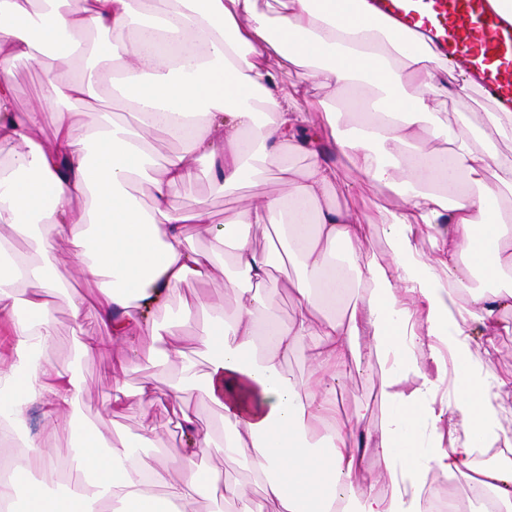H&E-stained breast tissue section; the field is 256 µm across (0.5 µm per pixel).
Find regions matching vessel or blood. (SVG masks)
Returning <instances> with one entry per match:
<instances>
[{
  "mask_svg": "<svg viewBox=\"0 0 512 512\" xmlns=\"http://www.w3.org/2000/svg\"><path fill=\"white\" fill-rule=\"evenodd\" d=\"M378 19L430 34L434 45L487 81L494 103L512 101V18L491 0H377Z\"/></svg>",
  "mask_w": 512,
  "mask_h": 512,
  "instance_id": "1",
  "label": "vessel or blood"
}]
</instances>
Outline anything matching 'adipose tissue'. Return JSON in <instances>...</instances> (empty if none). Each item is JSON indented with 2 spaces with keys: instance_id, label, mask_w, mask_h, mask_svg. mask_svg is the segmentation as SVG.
<instances>
[{
  "instance_id": "obj_1",
  "label": "adipose tissue",
  "mask_w": 512,
  "mask_h": 512,
  "mask_svg": "<svg viewBox=\"0 0 512 512\" xmlns=\"http://www.w3.org/2000/svg\"><path fill=\"white\" fill-rule=\"evenodd\" d=\"M352 15L336 0H0V67L16 60L40 66L36 43L56 46V77L42 86L39 107L18 111L9 79L0 80V143L11 146L0 164V253L27 238L29 253L0 262V323L12 337L10 358H0V438L21 435V456L0 479V505L24 501L25 512H171L203 494L235 503L237 512H426L425 498L440 481L465 478L470 488L512 506V456L476 466L477 449L511 447L499 435L502 381L476 362L470 327L492 347L512 319V214L495 206L512 188V152L475 142L466 113L478 83L450 87L454 69L424 33L397 23L373 24V0H350ZM157 25H134L143 9ZM112 34L98 48L83 42L88 31ZM110 80L133 120L96 113L89 125L70 120L69 104L96 94ZM372 87L378 94L359 128L341 123L319 93ZM454 103L453 121L437 112ZM433 127H426L428 117ZM55 124L51 143L36 140L44 120ZM182 141L180 151L155 163L147 135ZM443 150L424 148L426 135ZM297 145L308 159L301 178L283 173L284 193L274 192L234 220L214 223L204 206L190 210L177 190L207 178L222 192L236 189L252 162ZM336 161H328L327 151ZM351 170L397 208L370 209L361 202L340 208L331 196ZM149 185L152 210L128 187ZM203 225L224 252L190 245L187 227ZM52 226L65 235L77 276L97 284L93 307L120 356L114 389L96 420L74 415L83 386L75 372L47 359L55 345L53 310L45 294ZM275 232L299 274L290 286L298 299L294 317H273L263 290L270 279L268 251L257 234ZM386 248L366 249L373 233ZM431 241L427 254L418 239ZM232 253L247 285L225 274L236 311L201 308L196 331L181 324L157 330L156 317L182 285L212 279ZM490 280L472 289L457 273L460 258ZM347 316H324L347 295ZM142 336L154 346L146 350ZM193 343L208 353L198 376L184 357ZM311 347L306 375L292 380L284 362L300 343ZM455 364L452 404L438 403L440 378L427 376L423 359ZM156 370L136 391L122 378L142 358ZM182 358L179 374L170 358ZM368 358L379 370L384 424L357 434L336 415V388L351 365ZM222 410L234 432L224 464L201 472L197 457L209 453L190 400ZM151 409L167 403L183 448L178 458L160 455L169 431L145 424L133 440H114L103 424L129 402ZM46 427L30 431L32 409ZM456 416L448 434L447 416ZM76 440L68 486L51 492L58 464L52 437ZM379 464L384 492L352 480L367 457ZM249 465L260 484L252 498L224 475ZM182 474L169 476L172 466Z\"/></svg>"
}]
</instances>
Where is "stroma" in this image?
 <instances>
[{
  "label": "stroma",
  "mask_w": 512,
  "mask_h": 512,
  "mask_svg": "<svg viewBox=\"0 0 512 512\" xmlns=\"http://www.w3.org/2000/svg\"><path fill=\"white\" fill-rule=\"evenodd\" d=\"M54 69L52 59H45L42 67L34 68L23 61L14 62L7 73L16 94L19 110L32 108L37 102L44 81ZM304 155L292 148H285L275 156L260 161L263 171L262 182L249 181L241 185L234 194L217 192L209 181L199 180L180 190L177 202L186 209L200 205L208 206L217 224L225 223L235 217L237 212L250 206L267 192L276 187V179L281 166H288L293 175H301L306 169ZM74 260L65 237L54 236L52 242L51 274L68 281V289L51 293L50 301L56 318V346L51 352L52 359L72 363L80 378L84 394L77 409L79 416L91 419L101 403L112 395V365L115 352L109 341L106 328L99 322L94 309H86L81 319H73L69 299L79 297L93 301L96 294L94 282L76 278ZM224 274L216 272L213 280L198 282L182 287L174 298L170 308L161 315V322L168 323L190 320L198 303L211 302L223 305L226 312H233L235 302L232 294L223 287ZM94 341L98 350L83 353V343ZM472 346L477 350L478 360L491 377L505 380L506 386L501 401L507 412L503 416L505 431L512 432V322L500 329L494 339L491 350H484L481 336H473ZM379 384L377 371L368 364L353 368L352 377L343 386L338 399V412L346 418L360 417L361 428L367 429L381 424L383 414L375 402V393ZM368 406L365 416H358L359 406ZM152 420L159 426L168 425L170 414L164 405H155L151 414H144L137 402H129L118 415L108 421V429L120 432L133 439L140 432L144 420Z\"/></svg>",
  "instance_id": "stroma-1"
}]
</instances>
